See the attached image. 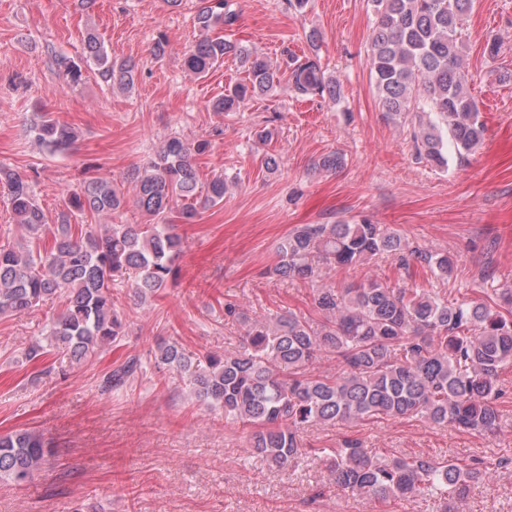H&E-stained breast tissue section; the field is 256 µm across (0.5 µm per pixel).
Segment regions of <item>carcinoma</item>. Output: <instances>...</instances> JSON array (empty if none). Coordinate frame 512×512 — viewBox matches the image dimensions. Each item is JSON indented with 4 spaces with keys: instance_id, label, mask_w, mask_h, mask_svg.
I'll return each mask as SVG.
<instances>
[{
    "instance_id": "carcinoma-1",
    "label": "carcinoma",
    "mask_w": 512,
    "mask_h": 512,
    "mask_svg": "<svg viewBox=\"0 0 512 512\" xmlns=\"http://www.w3.org/2000/svg\"><path fill=\"white\" fill-rule=\"evenodd\" d=\"M195 24L206 35L184 55L192 75L206 76L224 57L240 60L246 80L214 99L215 112H231L254 94L272 95L288 76L297 97H341L340 84L325 76L316 58L273 66L256 49L207 32L237 20L227 0H200ZM377 16L368 46L373 84L382 110L412 125L416 152L446 170L462 161L484 139L485 125L469 90L462 30L473 0H372ZM86 61L112 86H134L136 63L109 56L92 29L83 33ZM58 69L73 87L81 69L59 56ZM36 140L52 153L64 154L77 140L76 131L48 112L31 126ZM182 139L165 140L131 174L134 203L146 224H94L72 232L70 218L110 216L126 204L125 194L110 179L85 169L80 187L67 194L66 211L53 241L41 244L38 233L46 217L29 181L0 167V197L7 199L31 238L26 244L0 247V316L29 311L54 297L63 308L49 323L47 334L32 341L25 357L35 360L56 354L73 365L92 361L123 337L122 320L112 297V283L134 275L135 295L145 301L174 278L181 236L170 215L181 201L180 218L192 220L200 178L192 152ZM342 154H324L318 167L335 171ZM228 185L222 177L206 183L205 202H224ZM271 274L282 280L314 282L320 266H359L387 257L408 269L417 262L441 279L451 277L448 253L423 251L405 237L378 224H300L277 247ZM313 304L322 316L317 324L292 311L260 318L243 317L245 343L224 356L203 358L186 353L176 342L154 352L164 367L204 405L251 428L248 447L276 466L306 459L323 462L336 487L375 499L430 496L437 512H460L473 485L486 475L480 462L430 457L377 456L355 436L336 448H305L299 431L306 426L342 423L361 425L378 419L420 417L434 425L482 434L499 427L500 377L512 364V318L485 302H448L426 288H395L377 280L343 288H318ZM342 365L331 376L315 375L311 367L323 355ZM131 359L106 374V391L124 386L137 372ZM50 449L30 431L0 435V480L20 484L35 477Z\"/></svg>"
}]
</instances>
